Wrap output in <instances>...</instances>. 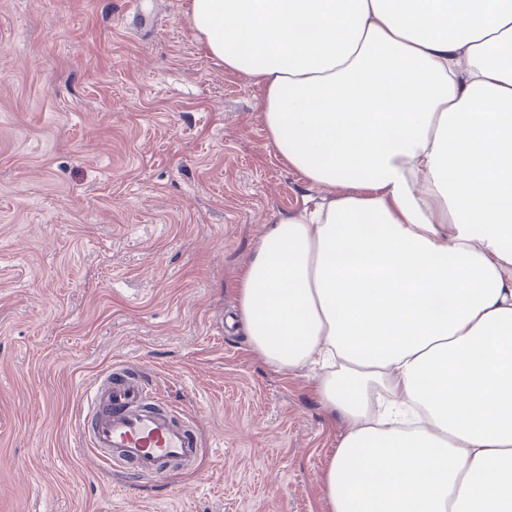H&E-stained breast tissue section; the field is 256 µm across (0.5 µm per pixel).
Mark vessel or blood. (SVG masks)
<instances>
[{"mask_svg":"<svg viewBox=\"0 0 512 512\" xmlns=\"http://www.w3.org/2000/svg\"><path fill=\"white\" fill-rule=\"evenodd\" d=\"M76 429L82 448L103 468L126 467L161 481L172 468L191 464L199 448L194 429L128 366L95 380Z\"/></svg>","mask_w":512,"mask_h":512,"instance_id":"1","label":"vessel or blood"}]
</instances>
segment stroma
Segmentation results:
<instances>
[{
	"label": "stroma",
	"instance_id": "obj_1",
	"mask_svg": "<svg viewBox=\"0 0 512 512\" xmlns=\"http://www.w3.org/2000/svg\"><path fill=\"white\" fill-rule=\"evenodd\" d=\"M0 0V512H327L348 425L235 318L267 224L323 190L276 155L261 89L188 0ZM138 365L193 467L107 472L73 446L90 385Z\"/></svg>",
	"mask_w": 512,
	"mask_h": 512
}]
</instances>
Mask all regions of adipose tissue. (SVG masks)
Returning <instances> with one entry per match:
<instances>
[{
  "label": "adipose tissue",
  "instance_id": "ef3b65f1",
  "mask_svg": "<svg viewBox=\"0 0 512 512\" xmlns=\"http://www.w3.org/2000/svg\"><path fill=\"white\" fill-rule=\"evenodd\" d=\"M288 165L238 318L349 430L329 512H512V0H189Z\"/></svg>",
  "mask_w": 512,
  "mask_h": 512
}]
</instances>
